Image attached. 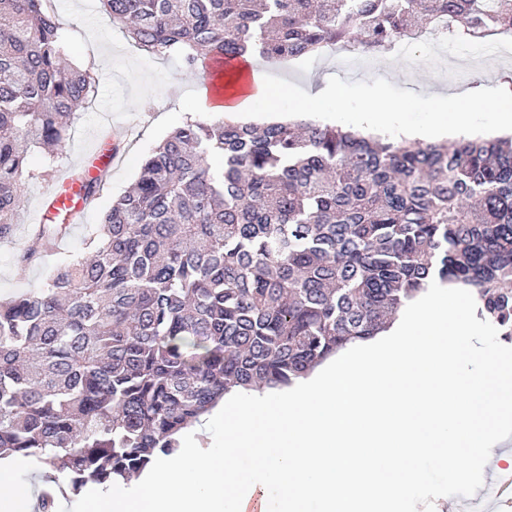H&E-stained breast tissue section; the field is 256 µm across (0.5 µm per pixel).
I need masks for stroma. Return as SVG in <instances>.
I'll return each instance as SVG.
<instances>
[{
    "instance_id": "obj_1",
    "label": "stroma",
    "mask_w": 512,
    "mask_h": 512,
    "mask_svg": "<svg viewBox=\"0 0 512 512\" xmlns=\"http://www.w3.org/2000/svg\"><path fill=\"white\" fill-rule=\"evenodd\" d=\"M61 25L60 33L68 59L87 67L97 78L93 95L72 124L61 154L49 158L32 153L26 182V203L11 240L0 241V296L10 297L41 287L53 267L84 252L85 242L102 216L134 181L142 160L187 119L207 114L201 104V75L185 68L175 57L158 58L140 50L105 13L101 0H49ZM498 53L486 58L470 42L451 41L446 52H433L420 43L410 52L398 53L401 73L377 63L375 56L347 50H328L291 61H260L266 82L288 84L293 99L301 100L326 80H336L351 90L348 108L360 103V85L382 83L388 104L414 100L421 87L413 74L431 66L438 71L437 89L454 93L483 84L495 93L496 74L512 70V39L498 41ZM131 128V136L120 146L121 160L112 168L104 191L83 223L74 225L60 250L22 266L17 255L32 243L33 212L51 185L63 174L82 168L93 149L103 144L107 129Z\"/></svg>"
}]
</instances>
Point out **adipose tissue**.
<instances>
[{
    "label": "adipose tissue",
    "instance_id": "ef3b65f1",
    "mask_svg": "<svg viewBox=\"0 0 512 512\" xmlns=\"http://www.w3.org/2000/svg\"><path fill=\"white\" fill-rule=\"evenodd\" d=\"M234 100L215 104V111L234 117L243 112H276L279 102L288 96L287 85L266 83L253 65L239 66L232 84ZM362 106L349 113L344 103L349 95L347 87L331 84L318 89L310 102L300 103L299 111L319 112L325 103H332L337 120H351L367 132L383 136L393 135L397 140L414 142H456L481 131L472 102L482 93L481 87L465 89L458 93H430L422 95L417 106L427 114L426 121L407 120L401 110H387L384 105L385 89L378 84L362 85ZM20 458L0 460V512H34L36 496L30 484L17 481L16 470L24 467Z\"/></svg>",
    "mask_w": 512,
    "mask_h": 512
}]
</instances>
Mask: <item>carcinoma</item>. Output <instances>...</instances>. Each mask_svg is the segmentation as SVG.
I'll return each mask as SVG.
<instances>
[{"label":"carcinoma","mask_w":512,"mask_h":512,"mask_svg":"<svg viewBox=\"0 0 512 512\" xmlns=\"http://www.w3.org/2000/svg\"><path fill=\"white\" fill-rule=\"evenodd\" d=\"M142 50L236 77L248 57L381 52L429 29L512 35V0H102ZM45 0H0V240L27 153L95 91ZM219 157L216 168L212 159ZM39 225L26 266L69 233ZM87 256L0 299V459L128 482L232 391L285 389L383 332L431 279L512 340V138L448 147L316 122L187 120L104 213Z\"/></svg>","instance_id":"obj_1"}]
</instances>
